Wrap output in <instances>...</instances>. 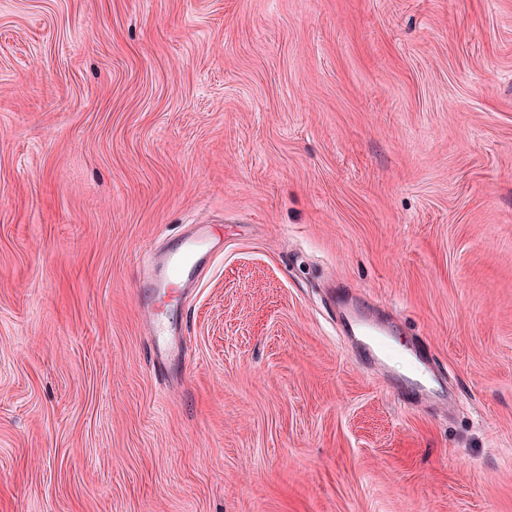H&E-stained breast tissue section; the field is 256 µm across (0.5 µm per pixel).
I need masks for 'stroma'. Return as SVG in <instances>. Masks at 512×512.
I'll return each instance as SVG.
<instances>
[{"mask_svg":"<svg viewBox=\"0 0 512 512\" xmlns=\"http://www.w3.org/2000/svg\"><path fill=\"white\" fill-rule=\"evenodd\" d=\"M0 512H512V0H0ZM200 225L202 229L197 235L184 233L178 246L167 250L159 264L156 262V253L150 256V266L157 265L155 288L158 293L177 294L180 299L186 284L196 285L199 273L192 280H185V276L199 265L204 256L210 257L221 251L222 247L219 245L223 239L216 235L211 224ZM149 327L155 338L156 345L154 346L155 356L158 360H164L173 354H180L179 343L169 340L166 328L160 327L159 314L153 312L152 319L149 321ZM352 322L349 321L352 331L355 333V327L360 336H365L373 350L381 357L382 362L386 364L388 356L392 354L391 345L387 337L388 335L385 332L367 324L362 318L355 317Z\"/></svg>","mask_w":512,"mask_h":512,"instance_id":"stroma-1","label":"stroma"}]
</instances>
